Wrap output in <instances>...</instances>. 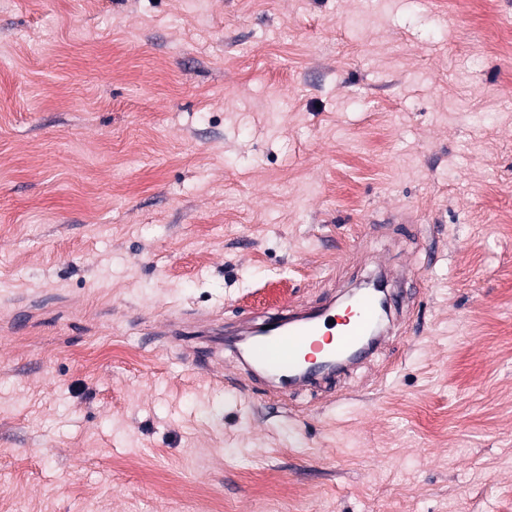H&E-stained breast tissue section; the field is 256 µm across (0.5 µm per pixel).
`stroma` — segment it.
<instances>
[{"label": "stroma", "mask_w": 512, "mask_h": 512, "mask_svg": "<svg viewBox=\"0 0 512 512\" xmlns=\"http://www.w3.org/2000/svg\"><path fill=\"white\" fill-rule=\"evenodd\" d=\"M512 0H0V512H512ZM392 277L335 375L258 328Z\"/></svg>", "instance_id": "stroma-1"}]
</instances>
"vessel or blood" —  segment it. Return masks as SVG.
I'll return each mask as SVG.
<instances>
[{
  "mask_svg": "<svg viewBox=\"0 0 512 512\" xmlns=\"http://www.w3.org/2000/svg\"><path fill=\"white\" fill-rule=\"evenodd\" d=\"M376 311L375 297L366 292L334 314L325 308L315 316H290L286 328L271 327L254 337L241 359L276 376L291 373L310 362L355 349L374 326Z\"/></svg>",
  "mask_w": 512,
  "mask_h": 512,
  "instance_id": "obj_1",
  "label": "vessel or blood"
}]
</instances>
